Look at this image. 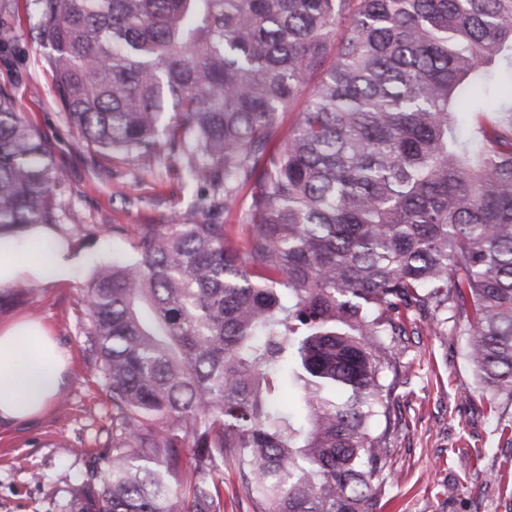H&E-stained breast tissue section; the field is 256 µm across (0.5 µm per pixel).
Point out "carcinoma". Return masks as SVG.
Listing matches in <instances>:
<instances>
[{"label": "carcinoma", "instance_id": "cac0c4a2", "mask_svg": "<svg viewBox=\"0 0 512 512\" xmlns=\"http://www.w3.org/2000/svg\"><path fill=\"white\" fill-rule=\"evenodd\" d=\"M27 2L83 146L204 187L93 273L112 451L64 512H224L226 469L238 512H375L417 319L512 404V0ZM64 181L0 87V231Z\"/></svg>", "mask_w": 512, "mask_h": 512}]
</instances>
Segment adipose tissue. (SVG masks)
<instances>
[{"label":"adipose tissue","instance_id":"ef3b65f1","mask_svg":"<svg viewBox=\"0 0 512 512\" xmlns=\"http://www.w3.org/2000/svg\"><path fill=\"white\" fill-rule=\"evenodd\" d=\"M75 253L51 241L47 226L0 232V292L22 283L73 279ZM65 358L49 329L34 319L0 324V425L37 417L63 385Z\"/></svg>","mask_w":512,"mask_h":512}]
</instances>
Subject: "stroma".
Here are the masks:
<instances>
[{
    "instance_id": "35a3bbf8",
    "label": "stroma",
    "mask_w": 512,
    "mask_h": 512,
    "mask_svg": "<svg viewBox=\"0 0 512 512\" xmlns=\"http://www.w3.org/2000/svg\"><path fill=\"white\" fill-rule=\"evenodd\" d=\"M0 23L10 35L0 50V86L67 172L52 236L86 259L74 280L34 285L24 301L0 309V323L42 319L69 359L66 385L42 415L0 427V512H61V489L112 440V402L85 338L95 267L131 252L129 238L113 235L112 227L164 224L175 213L191 224L198 215L187 208L191 190L179 165L147 172L83 147L56 103L25 0H12ZM398 360L406 376L394 391L401 422L391 436L378 512H512V409L491 410L485 395L460 399L472 383L462 343L427 326L404 337Z\"/></svg>"
}]
</instances>
